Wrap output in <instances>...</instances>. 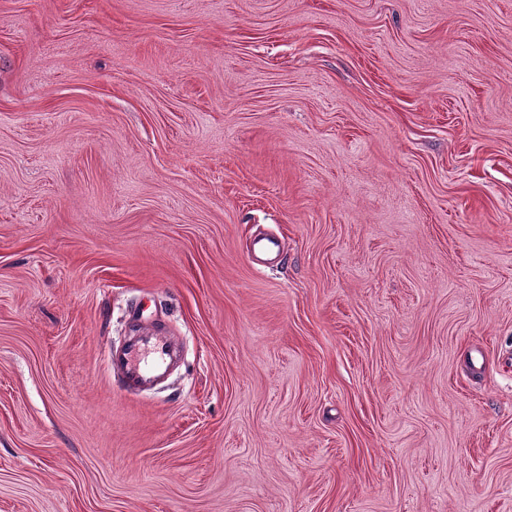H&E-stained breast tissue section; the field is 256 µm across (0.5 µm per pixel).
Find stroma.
I'll return each mask as SVG.
<instances>
[{"label": "stroma", "instance_id": "obj_1", "mask_svg": "<svg viewBox=\"0 0 512 512\" xmlns=\"http://www.w3.org/2000/svg\"><path fill=\"white\" fill-rule=\"evenodd\" d=\"M0 512H512V0H0ZM174 358L168 336L157 329L144 328L122 346H110L106 365L111 373L120 375L126 388L147 392L165 378Z\"/></svg>", "mask_w": 512, "mask_h": 512}]
</instances>
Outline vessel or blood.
<instances>
[{
	"mask_svg": "<svg viewBox=\"0 0 512 512\" xmlns=\"http://www.w3.org/2000/svg\"><path fill=\"white\" fill-rule=\"evenodd\" d=\"M174 358L168 336L145 328L122 346L108 348L106 365L110 372L119 374L125 387L147 392L165 378Z\"/></svg>",
	"mask_w": 512,
	"mask_h": 512,
	"instance_id": "b4317fda",
	"label": "vessel or blood"
}]
</instances>
